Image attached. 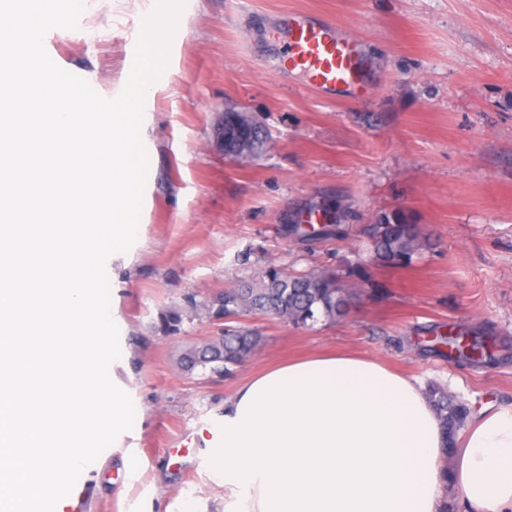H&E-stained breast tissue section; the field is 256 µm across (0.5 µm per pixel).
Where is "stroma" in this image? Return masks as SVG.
Here are the masks:
<instances>
[{"instance_id": "1", "label": "stroma", "mask_w": 512, "mask_h": 512, "mask_svg": "<svg viewBox=\"0 0 512 512\" xmlns=\"http://www.w3.org/2000/svg\"><path fill=\"white\" fill-rule=\"evenodd\" d=\"M155 2L84 0L78 29L49 31L45 50L117 97ZM288 12L359 37L368 92L332 98L285 72ZM175 33L144 102L155 172L138 236L106 265L112 319L131 350L119 379L143 425L100 455L73 512H159L186 497L221 512L210 448H175L220 423L242 381L301 355L355 353L439 384L471 410L512 407V0H184ZM232 108L267 129L261 158L209 151L218 114ZM395 209L430 239L405 266L368 253L372 226ZM271 263L335 270L344 316L311 329L243 317L262 344L234 377L185 370L183 353L220 327L195 304ZM171 313L182 318L175 332L161 327ZM451 331L492 337L493 361L435 352L433 337Z\"/></svg>"}]
</instances>
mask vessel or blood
<instances>
[{"instance_id":"vessel-or-blood-1","label":"vessel or blood","mask_w":512,"mask_h":512,"mask_svg":"<svg viewBox=\"0 0 512 512\" xmlns=\"http://www.w3.org/2000/svg\"><path fill=\"white\" fill-rule=\"evenodd\" d=\"M285 21L290 32L284 45L288 70L299 72L311 87L328 93L367 86L369 63L357 38L338 35L327 24L298 21L291 14Z\"/></svg>"}]
</instances>
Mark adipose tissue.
<instances>
[{
  "mask_svg": "<svg viewBox=\"0 0 512 512\" xmlns=\"http://www.w3.org/2000/svg\"><path fill=\"white\" fill-rule=\"evenodd\" d=\"M212 465L223 512H512V407L484 406L451 471L423 387L379 361L314 355L265 369L224 400Z\"/></svg>",
  "mask_w": 512,
  "mask_h": 512,
  "instance_id": "1",
  "label": "adipose tissue"
}]
</instances>
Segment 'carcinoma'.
<instances>
[{
    "mask_svg": "<svg viewBox=\"0 0 512 512\" xmlns=\"http://www.w3.org/2000/svg\"><path fill=\"white\" fill-rule=\"evenodd\" d=\"M427 247V238L397 210L384 213L374 227L372 252L382 262L391 265L409 263L415 254ZM344 305V289L334 271L323 269L290 275L284 268L269 264L255 278L239 280L224 289L211 313L216 318L274 316L295 326L311 327L320 321L335 320L341 316ZM261 340L262 337L249 328L226 326L224 353L211 358L203 356L200 366L230 376L259 349ZM436 340L439 345L455 348L461 361L470 360L472 353H485L489 345V337L479 334L468 337L464 347L460 340L451 336H438ZM428 396L451 446L458 431L466 424L470 409L439 387L430 388Z\"/></svg>",
    "mask_w": 512,
    "mask_h": 512,
    "instance_id": "carcinoma-1",
    "label": "carcinoma"
}]
</instances>
